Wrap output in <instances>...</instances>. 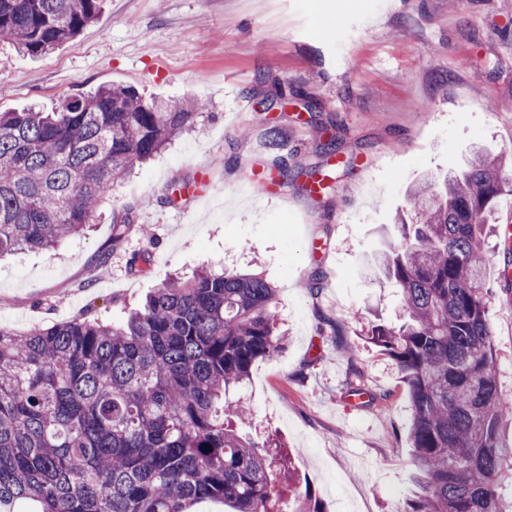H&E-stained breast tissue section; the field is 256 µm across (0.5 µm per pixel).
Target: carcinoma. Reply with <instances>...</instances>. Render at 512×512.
Segmentation results:
<instances>
[{"instance_id": "cac0c4a2", "label": "carcinoma", "mask_w": 512, "mask_h": 512, "mask_svg": "<svg viewBox=\"0 0 512 512\" xmlns=\"http://www.w3.org/2000/svg\"><path fill=\"white\" fill-rule=\"evenodd\" d=\"M102 0H0V42L39 57L94 23ZM200 99L131 85L67 97L52 112H0V256L49 250L94 223L105 189L195 126ZM512 153L481 154L407 191L397 239L373 267L398 289L403 322L371 326L398 366L419 495L401 512H512V401L499 385L482 269ZM130 217L113 218L121 242ZM277 288L262 275L201 269L172 278L115 325L81 316L27 333L0 326V512H325L293 499L288 452L241 433L253 364L278 353ZM347 393L370 396L359 372Z\"/></svg>"}]
</instances>
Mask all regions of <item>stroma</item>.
Listing matches in <instances>:
<instances>
[{"label": "stroma", "mask_w": 512, "mask_h": 512, "mask_svg": "<svg viewBox=\"0 0 512 512\" xmlns=\"http://www.w3.org/2000/svg\"><path fill=\"white\" fill-rule=\"evenodd\" d=\"M112 84L204 100L200 130L108 187L84 235L1 259L0 325L23 333L89 311L119 323L175 273L263 272L288 336L251 368L249 432L288 446L297 486L326 512H392L414 497L406 388L366 336L373 318L399 321L398 292L364 267L394 240L413 183L512 150V0H103L50 55L0 43L1 111ZM257 172L275 197L252 188ZM315 177L324 192H307ZM125 212L134 227L116 244ZM143 252L138 273L130 259ZM503 261L485 279L512 397ZM354 368L373 401L348 397Z\"/></svg>", "instance_id": "1"}]
</instances>
